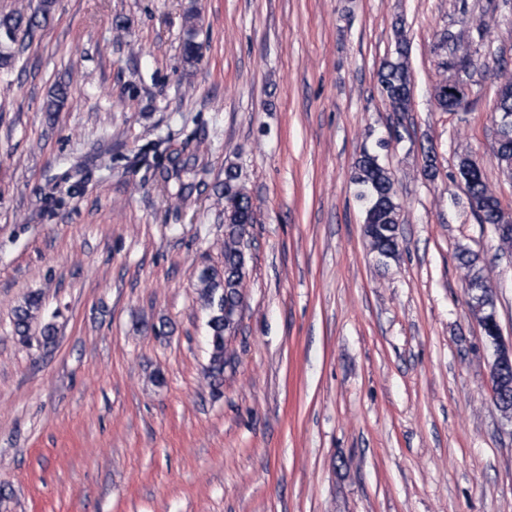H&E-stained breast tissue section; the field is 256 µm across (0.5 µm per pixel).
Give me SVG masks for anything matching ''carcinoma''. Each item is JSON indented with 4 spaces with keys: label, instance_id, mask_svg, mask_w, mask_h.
<instances>
[{
    "label": "carcinoma",
    "instance_id": "1",
    "mask_svg": "<svg viewBox=\"0 0 512 512\" xmlns=\"http://www.w3.org/2000/svg\"><path fill=\"white\" fill-rule=\"evenodd\" d=\"M54 0H39L33 13L22 11L0 13V68L12 66L16 53L34 32L47 21ZM197 17H187V34L181 45L183 62L192 66L200 58V44L196 41ZM378 84L394 112H407L412 105V81L408 63V41L403 29L396 32L394 56L385 60L378 71ZM438 107L445 112H455L467 104V99L448 94V78L436 86L434 94ZM495 112L499 126L495 132V158L502 173L512 176V122L504 121L512 115V78L506 77L500 83ZM470 153L464 151L458 156V167L469 171L468 205L473 213H482L488 224H508L499 201L491 190L483 170L471 168ZM239 172L229 167L224 173V266L221 269L203 265L194 272L196 286L201 299L209 309V360L206 376L210 379L213 392L220 391L224 380V365L227 362L225 338L235 332L238 320L236 312L243 301L242 288L245 264L242 250L243 238L248 226L254 223V210L250 196L238 184ZM352 182L357 187L356 198L360 202L363 224H378L380 228L372 233L364 229L371 252L382 260H395L400 253L399 227L402 224V207L397 200L390 170L381 163L379 154L364 151L354 164ZM459 260L467 270L466 277L478 279L484 285L481 293L490 292L487 280L478 266L479 256L468 251L459 254ZM42 297L38 293L28 295L13 312L16 335L24 343L31 342V323L42 311Z\"/></svg>",
    "mask_w": 512,
    "mask_h": 512
}]
</instances>
